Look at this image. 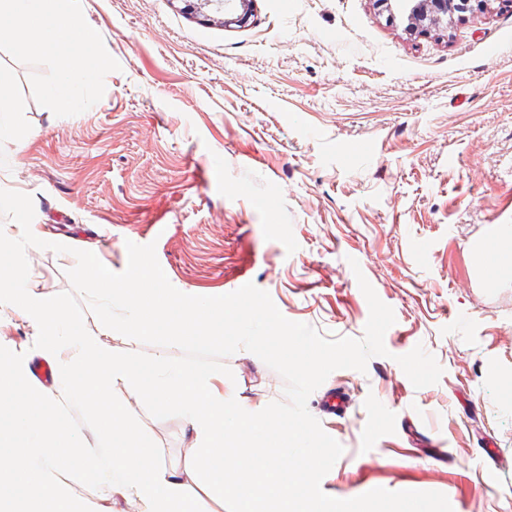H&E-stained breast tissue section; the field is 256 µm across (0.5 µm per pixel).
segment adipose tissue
Masks as SVG:
<instances>
[{"label":"adipose tissue","instance_id":"ef3b65f1","mask_svg":"<svg viewBox=\"0 0 512 512\" xmlns=\"http://www.w3.org/2000/svg\"><path fill=\"white\" fill-rule=\"evenodd\" d=\"M2 18L10 20L23 51L54 56V94L59 99L71 100L75 77L91 81L98 76L99 66L85 63L95 33L78 23L71 0H0Z\"/></svg>","mask_w":512,"mask_h":512}]
</instances>
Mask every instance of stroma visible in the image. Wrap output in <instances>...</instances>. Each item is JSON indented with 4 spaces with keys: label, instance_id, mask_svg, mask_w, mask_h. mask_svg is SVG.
<instances>
[{
    "label": "stroma",
    "instance_id": "35a3bbf8",
    "mask_svg": "<svg viewBox=\"0 0 512 512\" xmlns=\"http://www.w3.org/2000/svg\"><path fill=\"white\" fill-rule=\"evenodd\" d=\"M106 70L52 93L50 57L0 25L14 110L0 189L33 198L57 253L26 250L46 296L71 291L75 251L111 271L154 244L170 283L217 296L240 281L327 338H362L364 275L395 314L366 372H332L308 399L344 448L329 496L436 491L453 512H512V277L482 283L474 248L512 226V8L427 31L377 0H253L247 24L181 0H72ZM424 243V251L413 248ZM28 323L0 306V345L44 365ZM442 367L414 388L397 356ZM237 401L260 411L284 381L253 353L226 357ZM342 397L340 413L324 406ZM135 416L165 464L185 418Z\"/></svg>",
    "mask_w": 512,
    "mask_h": 512
}]
</instances>
